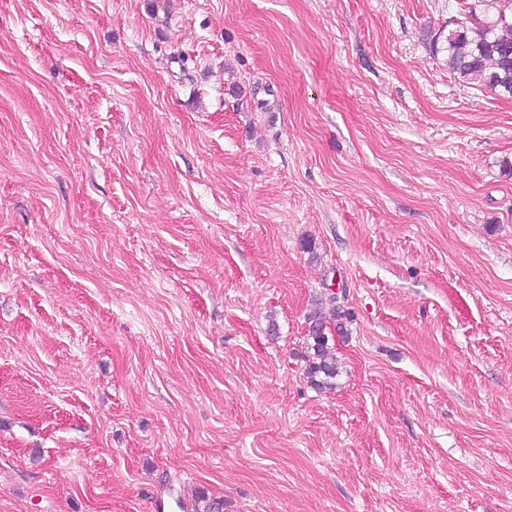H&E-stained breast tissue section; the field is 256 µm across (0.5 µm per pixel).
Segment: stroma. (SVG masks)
I'll return each instance as SVG.
<instances>
[{"mask_svg":"<svg viewBox=\"0 0 512 512\" xmlns=\"http://www.w3.org/2000/svg\"><path fill=\"white\" fill-rule=\"evenodd\" d=\"M454 2L0 0V512H512V98ZM318 309L311 311L306 319L308 333L306 336L305 373L312 387L322 391L336 388V378L341 373V363L334 349L335 337L348 336L349 313L338 305V297L331 293L320 299ZM323 306H328L330 316H324ZM331 342V343H330Z\"/></svg>","mask_w":512,"mask_h":512,"instance_id":"stroma-1","label":"stroma"}]
</instances>
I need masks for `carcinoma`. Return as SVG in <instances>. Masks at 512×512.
I'll return each mask as SVG.
<instances>
[{
  "label": "carcinoma",
  "mask_w": 512,
  "mask_h": 512,
  "mask_svg": "<svg viewBox=\"0 0 512 512\" xmlns=\"http://www.w3.org/2000/svg\"><path fill=\"white\" fill-rule=\"evenodd\" d=\"M512 0L500 5L497 0H471L462 8L460 22L448 31L444 51L448 68L467 84L478 85L512 97ZM305 373L312 387L322 391L336 389L341 363L334 349L335 336L349 334V313L338 305L332 293L320 300V308L306 319ZM224 498L205 491L197 494L193 512H225Z\"/></svg>",
  "instance_id": "obj_1"
}]
</instances>
